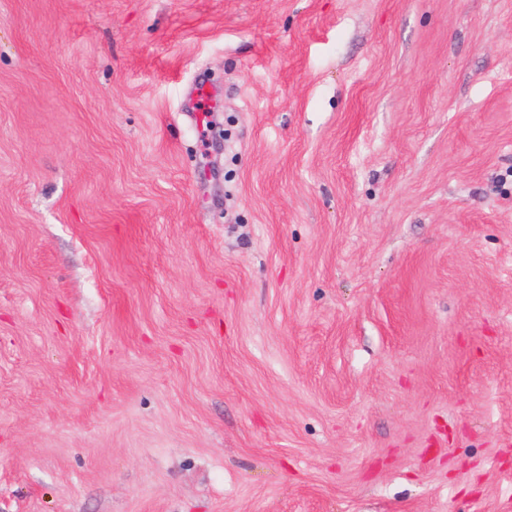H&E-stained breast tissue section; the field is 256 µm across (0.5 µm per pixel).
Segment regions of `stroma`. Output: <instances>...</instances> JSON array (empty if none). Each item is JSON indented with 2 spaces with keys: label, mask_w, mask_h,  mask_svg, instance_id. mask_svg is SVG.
Listing matches in <instances>:
<instances>
[{
  "label": "stroma",
  "mask_w": 512,
  "mask_h": 512,
  "mask_svg": "<svg viewBox=\"0 0 512 512\" xmlns=\"http://www.w3.org/2000/svg\"><path fill=\"white\" fill-rule=\"evenodd\" d=\"M0 512H512V0H0Z\"/></svg>",
  "instance_id": "obj_1"
}]
</instances>
